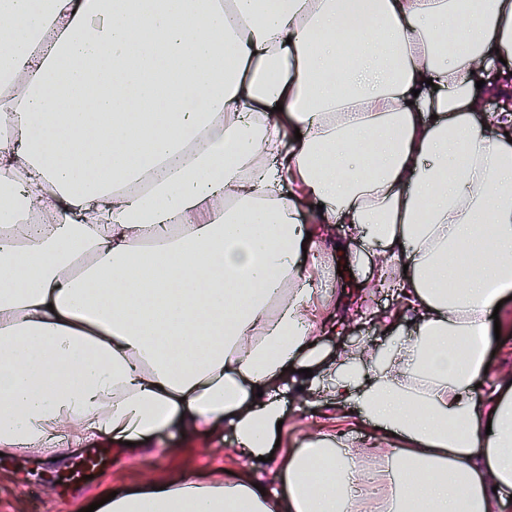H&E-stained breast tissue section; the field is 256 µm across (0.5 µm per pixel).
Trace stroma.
<instances>
[{
    "instance_id": "stroma-1",
    "label": "stroma",
    "mask_w": 512,
    "mask_h": 512,
    "mask_svg": "<svg viewBox=\"0 0 512 512\" xmlns=\"http://www.w3.org/2000/svg\"><path fill=\"white\" fill-rule=\"evenodd\" d=\"M363 250V243L342 224L335 225L317 247L332 292L321 310L344 317L337 331L317 333L320 352L329 362L351 352L353 336H367L381 344L415 337L413 312L396 305L386 290L370 288L363 268L353 264V257ZM286 408L288 420L271 462L240 458L228 426L218 432L172 429L145 446H126L109 436L93 440L85 453L102 452L106 459L86 489L65 486L71 456L57 459L47 451L0 456V512H84L107 494L150 481L179 484L188 479L237 478L272 484L278 461L312 436L334 437L354 448H369L376 442L375 426L335 397L311 394L295 385L286 396Z\"/></svg>"
}]
</instances>
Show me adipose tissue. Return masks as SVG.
<instances>
[{"label": "adipose tissue", "instance_id": "obj_1", "mask_svg": "<svg viewBox=\"0 0 512 512\" xmlns=\"http://www.w3.org/2000/svg\"><path fill=\"white\" fill-rule=\"evenodd\" d=\"M464 4L0 0V452L227 424L254 460L294 382L404 447L319 437L280 486L152 482L101 512H497L512 384L483 382L512 293V0ZM317 204L360 262L406 266L415 339L322 363L299 219Z\"/></svg>", "mask_w": 512, "mask_h": 512}]
</instances>
